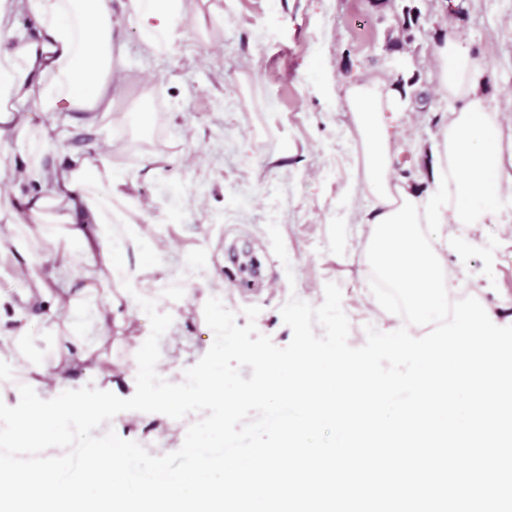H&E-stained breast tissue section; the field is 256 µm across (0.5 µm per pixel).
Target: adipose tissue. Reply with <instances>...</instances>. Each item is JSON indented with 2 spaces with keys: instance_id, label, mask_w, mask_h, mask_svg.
Here are the masks:
<instances>
[{
  "instance_id": "obj_1",
  "label": "adipose tissue",
  "mask_w": 512,
  "mask_h": 512,
  "mask_svg": "<svg viewBox=\"0 0 512 512\" xmlns=\"http://www.w3.org/2000/svg\"><path fill=\"white\" fill-rule=\"evenodd\" d=\"M195 0H0V158L14 148L29 154L10 188L0 192V254L14 256L15 298H0L15 329L0 341V363L14 362L18 346L35 344L27 318L41 307L45 334L67 329L102 336L112 329L118 297L154 305L143 291L146 267L130 262L137 234L125 230L114 201H126L129 177L116 168L111 148L72 153L49 165L69 131L65 114H83L96 126L114 110L112 90L125 60L115 41L123 18L139 21L148 54L177 59L183 23ZM34 20L33 29L17 23ZM438 87L455 107L433 147V187L420 190L392 174L393 116L399 97L386 79L348 82L341 103L359 135L363 167L348 195L371 201L361 223L370 229L367 263L404 297L415 324H445L448 289L460 272L449 269L458 242L450 224H495L502 189L512 186L503 164L500 115L485 92L488 68L455 34L435 44ZM44 114L51 126L38 125ZM34 224L51 225L47 246L17 259ZM442 227L428 236L425 225Z\"/></svg>"
}]
</instances>
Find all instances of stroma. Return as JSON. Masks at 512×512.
I'll return each mask as SVG.
<instances>
[{
	"instance_id": "1",
	"label": "stroma",
	"mask_w": 512,
	"mask_h": 512,
	"mask_svg": "<svg viewBox=\"0 0 512 512\" xmlns=\"http://www.w3.org/2000/svg\"><path fill=\"white\" fill-rule=\"evenodd\" d=\"M421 10L411 50L385 49L391 8L374 0H204L185 22L178 62L147 59L137 23L123 22L124 80L114 92L118 116L88 127L72 116L67 151L112 141L116 167L135 184L121 209L138 230L150 261L167 276L146 275L159 308L198 281L225 278L220 298L245 325L244 308L259 307L256 327L283 347L292 339L282 306L297 297L312 306L324 286L342 291L351 329L377 324L384 313L362 261L367 234L349 224L346 200L360 177L361 146L338 99L345 82L371 76H416L421 98L405 101L392 143L396 177L427 190L431 146L454 104L436 82L431 48L455 33L489 64L486 93L512 139V0H416ZM149 92L153 130L123 114ZM470 242L467 276L450 300L476 298L497 321L512 322V224H460ZM160 345V371L195 365L209 350L211 329L193 305L177 310ZM151 331L142 309L110 335L89 338L104 363L79 361L70 372L93 386L97 366L112 373L111 392H135V354ZM200 413L171 427L161 413L125 411L115 432L149 452L175 443Z\"/></svg>"
}]
</instances>
